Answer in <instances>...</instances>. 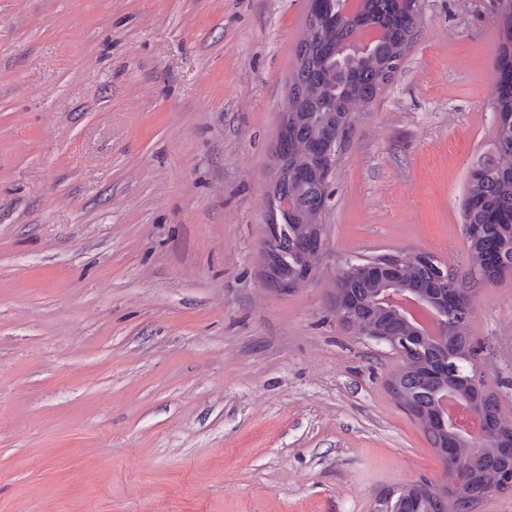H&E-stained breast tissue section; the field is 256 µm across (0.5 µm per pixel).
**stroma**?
Instances as JSON below:
<instances>
[{
    "mask_svg": "<svg viewBox=\"0 0 512 512\" xmlns=\"http://www.w3.org/2000/svg\"><path fill=\"white\" fill-rule=\"evenodd\" d=\"M307 5L0 0V512H372L439 481L398 359L336 317L350 257L450 266L512 419V276H471L462 216L500 17L424 0L283 292L262 241Z\"/></svg>",
    "mask_w": 512,
    "mask_h": 512,
    "instance_id": "stroma-1",
    "label": "stroma"
}]
</instances>
